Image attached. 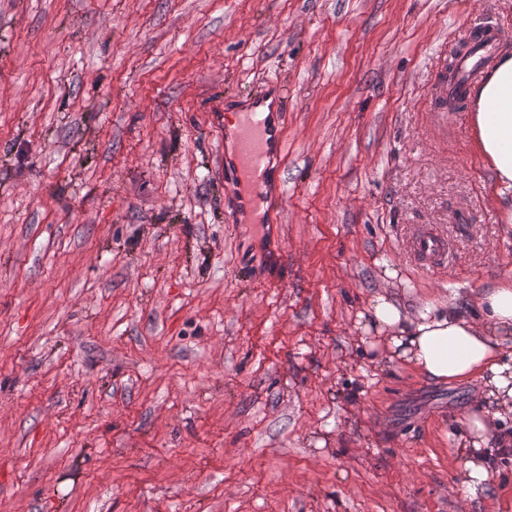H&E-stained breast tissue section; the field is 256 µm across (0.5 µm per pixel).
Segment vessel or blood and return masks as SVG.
Wrapping results in <instances>:
<instances>
[{
  "label": "vessel or blood",
  "instance_id": "b4317fda",
  "mask_svg": "<svg viewBox=\"0 0 512 512\" xmlns=\"http://www.w3.org/2000/svg\"><path fill=\"white\" fill-rule=\"evenodd\" d=\"M499 39L496 28H485L472 44L471 52L459 58L452 68H441L435 75L437 101L441 111L456 116L466 106L470 88L492 59ZM284 124L272 113L251 110L242 113L235 138V169L224 174V197L233 199L240 187H247L251 200L283 199L284 189L272 177L273 149L281 145ZM413 262L422 269L443 267L451 245L433 226H417L408 240Z\"/></svg>",
  "mask_w": 512,
  "mask_h": 512
}]
</instances>
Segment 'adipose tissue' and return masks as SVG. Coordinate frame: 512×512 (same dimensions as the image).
<instances>
[{"instance_id":"ef3b65f1","label":"adipose tissue","mask_w":512,"mask_h":512,"mask_svg":"<svg viewBox=\"0 0 512 512\" xmlns=\"http://www.w3.org/2000/svg\"><path fill=\"white\" fill-rule=\"evenodd\" d=\"M469 116L474 145L490 171L491 193L512 223V46H501L476 83ZM475 303L481 316L462 306L417 313L383 295L369 303L370 326L388 360L403 361L425 378L448 383L478 379L477 411L468 417L457 443L463 459L457 480L466 500L485 491L493 469V439L499 422L512 418V282L488 284Z\"/></svg>"}]
</instances>
